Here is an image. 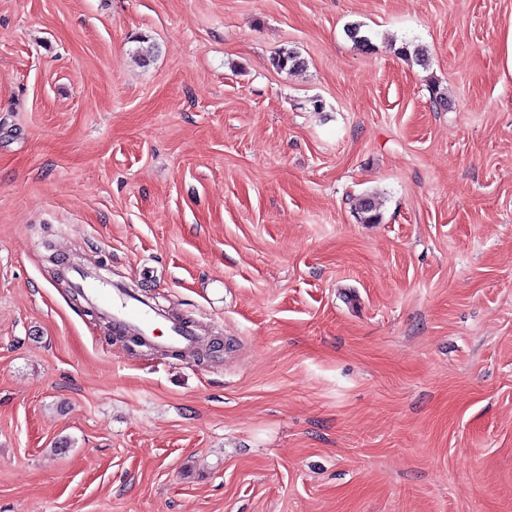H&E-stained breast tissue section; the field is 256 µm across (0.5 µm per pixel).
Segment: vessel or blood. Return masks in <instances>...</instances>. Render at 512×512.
<instances>
[{
  "label": "vessel or blood",
  "mask_w": 512,
  "mask_h": 512,
  "mask_svg": "<svg viewBox=\"0 0 512 512\" xmlns=\"http://www.w3.org/2000/svg\"><path fill=\"white\" fill-rule=\"evenodd\" d=\"M73 285L116 335L134 337L166 355H185L200 344L194 325L158 313L146 297L104 279L95 270L77 271Z\"/></svg>",
  "instance_id": "1"
}]
</instances>
